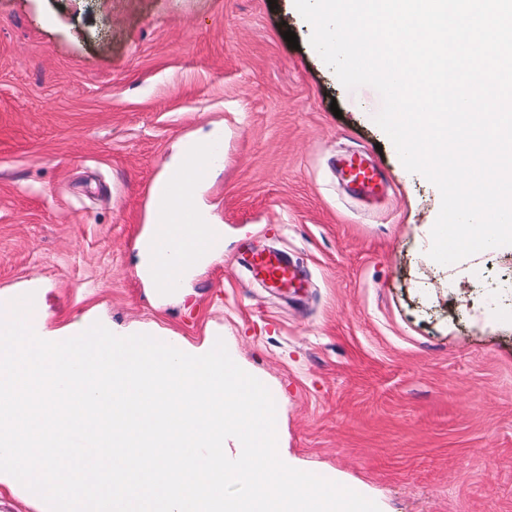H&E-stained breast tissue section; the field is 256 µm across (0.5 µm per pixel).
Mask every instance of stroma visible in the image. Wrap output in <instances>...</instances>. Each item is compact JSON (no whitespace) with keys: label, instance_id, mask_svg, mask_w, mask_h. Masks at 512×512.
Wrapping results in <instances>:
<instances>
[{"label":"stroma","instance_id":"1","mask_svg":"<svg viewBox=\"0 0 512 512\" xmlns=\"http://www.w3.org/2000/svg\"><path fill=\"white\" fill-rule=\"evenodd\" d=\"M311 33L290 0H0V308L33 286L41 337L223 339L275 390L287 465L380 512H512V246L428 260L438 188ZM214 123L224 162L201 201L224 255L190 303L161 304L136 240L173 145ZM354 150L386 175L378 197L343 185ZM268 248L305 288L240 268Z\"/></svg>","mask_w":512,"mask_h":512}]
</instances>
